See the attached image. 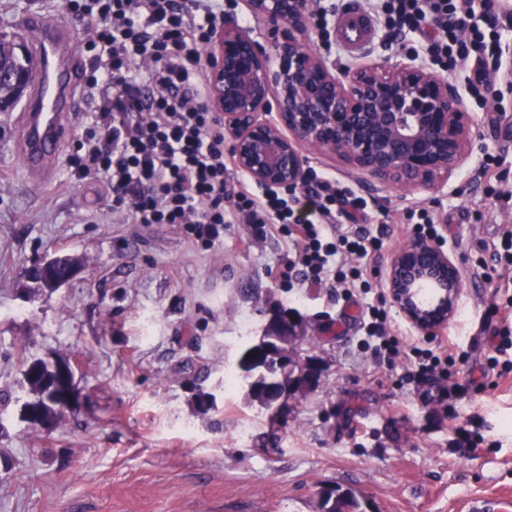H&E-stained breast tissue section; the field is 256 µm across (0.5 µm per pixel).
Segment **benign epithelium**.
Instances as JSON below:
<instances>
[{"label":"benign epithelium","mask_w":512,"mask_h":512,"mask_svg":"<svg viewBox=\"0 0 512 512\" xmlns=\"http://www.w3.org/2000/svg\"><path fill=\"white\" fill-rule=\"evenodd\" d=\"M259 27L244 30L224 16L207 54L209 107L224 116L237 167L257 185L292 189L307 177L308 148L341 159L359 180L369 176L404 190L446 185L471 151L475 117L456 85L414 53L394 64L366 60L338 71L328 56L306 46L313 0H246ZM54 259L28 269L49 291L69 284L73 267L51 276ZM391 302L424 333L455 315L463 287L454 255L412 241L398 248L383 273ZM437 291L434 306L416 300L419 288ZM307 317L293 308L269 314L257 344L284 367L262 386L274 419L289 402L315 390L326 371L305 356ZM64 408L73 405L69 381L51 387Z\"/></svg>","instance_id":"7a95c632"}]
</instances>
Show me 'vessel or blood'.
<instances>
[{
	"label": "vessel or blood",
	"instance_id": "obj_1",
	"mask_svg": "<svg viewBox=\"0 0 512 512\" xmlns=\"http://www.w3.org/2000/svg\"><path fill=\"white\" fill-rule=\"evenodd\" d=\"M339 26L346 50L357 54L369 44L371 24L359 8L347 10ZM23 29L31 40L36 77L21 114L18 144L26 174L45 181L54 175L81 109L77 33L70 24L38 13L26 16Z\"/></svg>",
	"mask_w": 512,
	"mask_h": 512
}]
</instances>
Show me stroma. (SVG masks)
<instances>
[{"instance_id":"stroma-1","label":"stroma","mask_w":512,"mask_h":512,"mask_svg":"<svg viewBox=\"0 0 512 512\" xmlns=\"http://www.w3.org/2000/svg\"><path fill=\"white\" fill-rule=\"evenodd\" d=\"M32 12L63 21L67 3L0 0V33L19 32ZM372 24L358 56L314 28L307 44L340 69L419 51L417 37L389 40L382 19ZM491 82L498 109L469 100L472 150L448 185L370 190L339 160L308 154L310 168L368 202L363 225L385 241L369 262L372 284H383L393 252L411 240L406 212L434 211L444 250L461 264L457 312L432 336L399 310L391 320L409 341L457 338L466 361L449 365L448 380L464 386L454 406L473 420V450L443 404L397 389V370L364 349L356 301L268 277L269 267H288L286 238L228 224L205 249L169 224L113 222L101 183L71 175L75 140L50 181L29 180L19 111L0 112V512H318L324 485L355 490L372 512H463L471 498L512 512V349L501 347L512 332V269L493 259L512 229V204L485 205L476 177L481 152H492L512 191V86L497 72ZM46 255L81 261L50 295L25 277ZM274 305L304 312L306 347L327 364L320 386L278 424L224 388L243 337L260 335ZM20 349L72 366L78 403L52 426L25 416Z\"/></svg>"}]
</instances>
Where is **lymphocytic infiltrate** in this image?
I'll list each match as a JSON object with an SVG mask.
<instances>
[{
	"label": "lymphocytic infiltrate",
	"instance_id": "1",
	"mask_svg": "<svg viewBox=\"0 0 512 512\" xmlns=\"http://www.w3.org/2000/svg\"><path fill=\"white\" fill-rule=\"evenodd\" d=\"M491 0H372L374 13L394 34L426 36L424 54L447 70L472 54L498 60L494 17L472 24L477 5ZM68 10L88 37L93 65L80 91L95 103L72 163L75 180H103L110 211L135 224H173L212 246L225 225H251L254 236L284 235L296 248L302 282L350 295L369 293L366 259L378 257L381 238L365 228H336L346 208L365 202L321 177L292 198L256 194L249 183L229 181L224 121L208 110L202 56L224 19V0H90ZM367 332L376 354L404 363L398 388L434 380L435 399L448 401V364L457 344L427 348L387 332L383 305H368Z\"/></svg>",
	"mask_w": 512,
	"mask_h": 512
}]
</instances>
